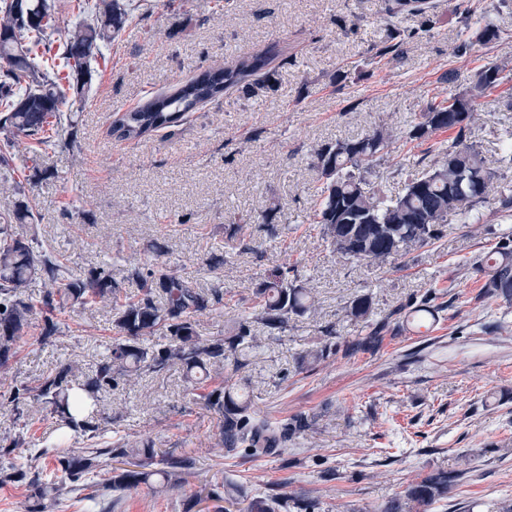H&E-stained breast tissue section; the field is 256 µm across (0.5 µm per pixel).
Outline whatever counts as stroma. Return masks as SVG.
I'll return each mask as SVG.
<instances>
[{"label": "stroma", "instance_id": "1", "mask_svg": "<svg viewBox=\"0 0 512 512\" xmlns=\"http://www.w3.org/2000/svg\"><path fill=\"white\" fill-rule=\"evenodd\" d=\"M142 2L103 47L82 106L63 109V122L78 128L77 144L12 147L0 219L29 205L30 227L44 248L67 258L72 275L111 264L130 295L137 291L130 265L157 259L197 288L223 282L219 303L199 322L205 336L232 334L252 311L256 283L274 266H292L315 313L292 318L281 333L252 324L253 340L226 366L224 382L272 427L301 418L308 428L261 456L226 453L218 445L221 417L196 400L182 367L147 371L103 393L96 443L153 440L157 458L191 462L182 486L142 485L108 498L99 493L105 475L94 474L87 483L96 498L66 493L45 512H217L195 493L204 486L220 493L228 482L245 498H276V512H381L409 483L440 469L463 476L427 512H497L511 503L512 303L485 295L473 264L512 229V215L498 209L500 193L512 194V165L500 153L512 133V0H433V29L385 57L376 54L386 35L384 0ZM463 3L500 37L457 56ZM268 47L278 57L260 86L228 89L172 129L139 140L111 134L118 114ZM487 63L503 73L480 98L470 133L495 174L480 223L449 218L440 238L409 247L398 268L333 253L313 222L315 150L381 126L404 130L428 98L464 92ZM451 71L459 79L450 86ZM426 147L397 141L367 182L398 196L408 175L430 164ZM235 224L242 237L233 241ZM157 245L165 248L159 258ZM358 295L372 303L361 321L347 313ZM427 295L435 318L422 326L412 311ZM114 319L108 305L62 311L55 336L20 340L15 362L0 372V391L33 383L64 360L91 372L117 333ZM376 328L379 345L347 353ZM325 347L329 355L312 358ZM25 419L0 405V447L26 432L41 478L50 479L56 418L45 412L29 427Z\"/></svg>", "mask_w": 512, "mask_h": 512}]
</instances>
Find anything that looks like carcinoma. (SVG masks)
Instances as JSON below:
<instances>
[{
	"mask_svg": "<svg viewBox=\"0 0 512 512\" xmlns=\"http://www.w3.org/2000/svg\"><path fill=\"white\" fill-rule=\"evenodd\" d=\"M77 7L88 12L68 37L57 66L40 56L36 48L66 11ZM123 0H0V134L9 140L23 136L38 145L71 147L77 142L76 125L60 122L62 106L82 103V92L91 78V66L101 47L125 27L132 9ZM431 0H386L391 18L401 14L428 16ZM462 40L455 53L465 56L477 46L496 41L500 32L491 22L462 11ZM417 35L394 24L387 28L379 56L396 54ZM277 57L271 49L241 58L235 65L205 70L170 93L152 97L112 123V131L127 140L141 139L173 126L199 106L224 95L253 77H258ZM502 83V67L483 66L470 79L469 90L432 97L422 109L421 121L401 135L381 127L352 139L325 144L315 152L322 182L315 189L319 200L316 223L332 251L358 263L382 264L403 256L411 245H427L443 233L448 217L467 221L487 199L492 175L475 146L468 142L476 120L475 101ZM439 131L453 134L451 145L434 155L431 164L408 179L403 193L386 200L367 187L365 174L390 147L403 137L423 142ZM36 237L0 225V369H8L16 344L31 329H40L46 339L58 331L53 315L66 308L88 310L98 304L117 310L119 338L87 381H77L79 368L71 361L58 364L32 385H22L0 394V401L26 406L27 412H50L57 416L59 441L91 440L99 431L98 393L110 390L119 375L127 382L143 371L158 372L179 365L187 381L200 391L206 406L222 416L221 446L226 452L246 451L258 456L272 451L286 439L264 420L255 417L250 403L220 385L207 390L210 372L221 373L226 362L236 357L249 337L247 323L231 336L205 337L196 330L197 317L210 310V298L193 287L192 281L165 263L135 266L132 277L138 295L118 302L112 269L102 264L84 277H74L59 257L33 246ZM474 270L485 276L488 295L512 302V234L501 238L491 253L477 262ZM291 269L270 270L254 288L256 301L252 319L270 330L283 332L292 317L311 312L307 291L293 284ZM48 280L50 288L38 301L27 294L36 277ZM371 301L355 297L348 312L366 318ZM161 335L159 348L143 344L148 336ZM151 440L123 444L118 448L66 451L58 458L57 475L49 482L33 475L34 498L56 500L64 490H82L90 474L102 470L113 476L103 486L106 492H124L159 477L164 487L178 485L186 460H162L154 468ZM119 462L124 467L117 468ZM434 471L410 485L405 494L391 500L381 512H420L448 496L455 475Z\"/></svg>",
	"mask_w": 512,
	"mask_h": 512,
	"instance_id": "carcinoma-1",
	"label": "carcinoma"
}]
</instances>
